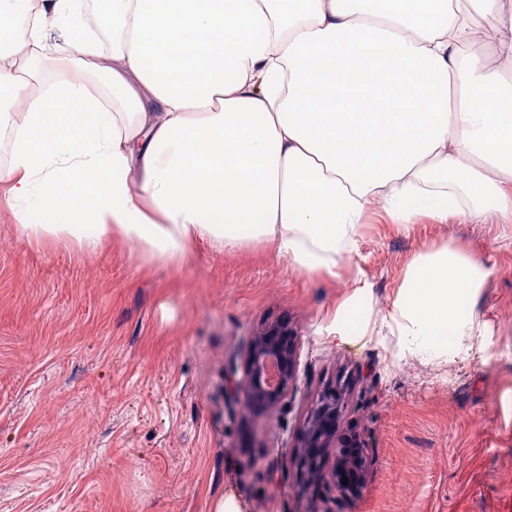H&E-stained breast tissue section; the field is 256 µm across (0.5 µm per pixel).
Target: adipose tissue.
<instances>
[{"label": "adipose tissue", "mask_w": 512, "mask_h": 512, "mask_svg": "<svg viewBox=\"0 0 512 512\" xmlns=\"http://www.w3.org/2000/svg\"><path fill=\"white\" fill-rule=\"evenodd\" d=\"M488 40L512 61V0H0V180L30 239L171 260L263 241L332 277L375 208L512 218V76L469 51ZM487 276L417 255L403 344L464 354L457 307Z\"/></svg>", "instance_id": "1"}]
</instances>
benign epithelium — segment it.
Returning <instances> with one entry per match:
<instances>
[{"label": "benign epithelium", "instance_id": "1", "mask_svg": "<svg viewBox=\"0 0 512 512\" xmlns=\"http://www.w3.org/2000/svg\"><path fill=\"white\" fill-rule=\"evenodd\" d=\"M279 327H264L252 336L243 358V376L236 378L233 362L224 367L226 389L249 408L283 411L296 376L294 342H282ZM350 381L338 376L328 383L304 418L291 465L300 477L299 492L318 485L325 491V512L339 499L356 498L367 485L372 456L364 428L357 422L342 425ZM348 484H342L343 478Z\"/></svg>", "mask_w": 512, "mask_h": 512}]
</instances>
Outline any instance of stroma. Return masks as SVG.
Listing matches in <instances>:
<instances>
[{
  "label": "stroma",
  "instance_id": "35a3bbf8",
  "mask_svg": "<svg viewBox=\"0 0 512 512\" xmlns=\"http://www.w3.org/2000/svg\"><path fill=\"white\" fill-rule=\"evenodd\" d=\"M0 181V512H211L231 491L246 512H321L281 467L323 386L352 376L348 416L374 458L363 495L337 512H512V223L398 224L370 213L336 278L272 244L191 245L149 258L120 236L93 252L18 234ZM454 245L491 270L469 358L427 361L389 325L410 261ZM368 286L367 333L334 324ZM280 322L297 338L286 413L230 411L224 365ZM367 290V285L363 284L358 286L356 289L355 296L351 299V301L341 310V312L336 317V324L334 327V333L336 334V341L339 343H347L354 336H350L348 333V323L353 320H359L363 327L362 329L367 331L369 327V323L366 320H362L360 318V308L355 304V301L358 297L362 296Z\"/></svg>",
  "mask_w": 512,
  "mask_h": 512
}]
</instances>
